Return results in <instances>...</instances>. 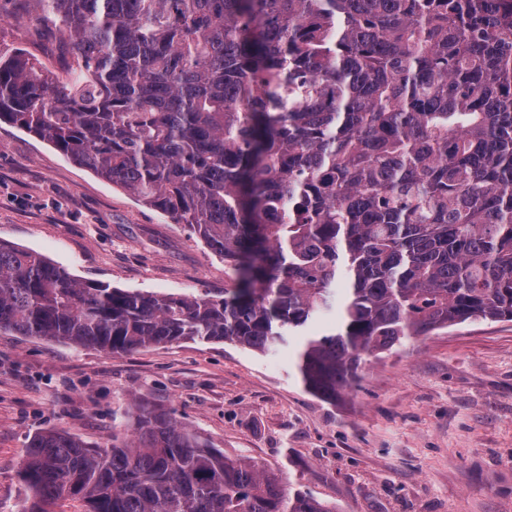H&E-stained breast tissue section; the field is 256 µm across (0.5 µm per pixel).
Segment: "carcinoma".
<instances>
[{
  "instance_id": "cac0c4a2",
  "label": "carcinoma",
  "mask_w": 512,
  "mask_h": 512,
  "mask_svg": "<svg viewBox=\"0 0 512 512\" xmlns=\"http://www.w3.org/2000/svg\"><path fill=\"white\" fill-rule=\"evenodd\" d=\"M63 79L0 54V122L184 224L232 272L164 294L81 281L0 241V331L112 355L305 338L326 401L371 358L512 320V0H36ZM112 444L29 437L33 500L83 512H336L146 400Z\"/></svg>"
}]
</instances>
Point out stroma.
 I'll return each mask as SVG.
<instances>
[{
	"mask_svg": "<svg viewBox=\"0 0 512 512\" xmlns=\"http://www.w3.org/2000/svg\"><path fill=\"white\" fill-rule=\"evenodd\" d=\"M34 0H0V52L62 70ZM0 240L79 280L183 294L224 286L223 261L182 224L51 144L0 123ZM301 336L259 353L184 341L112 355L0 332V512H21L29 435L55 428L106 446L130 401L172 408L230 457L337 512H512V321L466 322L371 361L328 402L296 366Z\"/></svg>",
	"mask_w": 512,
	"mask_h": 512,
	"instance_id": "35a3bbf8",
	"label": "stroma"
}]
</instances>
